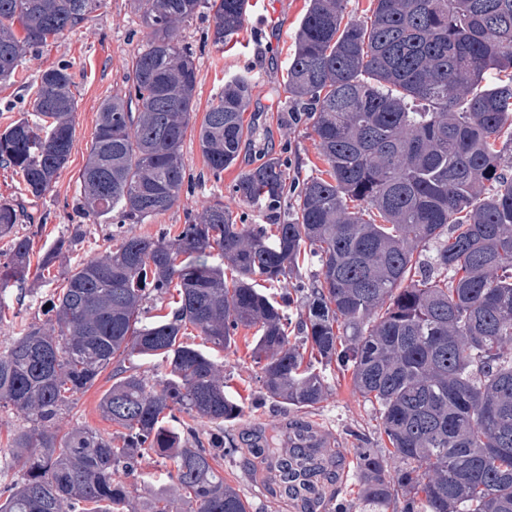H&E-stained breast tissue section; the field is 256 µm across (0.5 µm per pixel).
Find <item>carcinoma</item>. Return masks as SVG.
<instances>
[{
    "label": "carcinoma",
    "instance_id": "1",
    "mask_svg": "<svg viewBox=\"0 0 512 512\" xmlns=\"http://www.w3.org/2000/svg\"><path fill=\"white\" fill-rule=\"evenodd\" d=\"M348 0H310L288 62V97L307 109L322 175L293 187L282 224H239L216 198L171 237L123 236L67 271L43 310L0 350V407L30 418L10 440L25 470L0 487V512H249L190 421L240 417L214 354L256 328L252 361L265 397L309 409L326 371L351 373L377 404L390 447L357 449L360 512H512V0H374L368 21ZM150 29L125 91L101 105L79 174L83 215L142 224L176 205L187 179L181 145L195 111L197 68L178 29L212 16V46L243 28L248 0H132ZM101 0H0V82L29 48L83 23ZM22 35H17L16 28ZM72 75L44 70L22 117L0 131V162L45 195L74 148ZM254 85L224 84L198 143L219 180L235 164ZM277 159L243 173L241 199L277 206ZM23 206L0 200V292L25 279L31 239ZM83 234L49 246L50 267ZM318 273L300 283V259ZM304 293L298 336L290 295ZM175 288L165 315L142 320L152 295ZM203 343L184 341L187 326ZM166 365L155 383L131 366ZM100 408L122 445L90 429L60 433L75 396L109 366ZM173 463L178 495L156 489L138 510L131 485L145 454ZM335 464L328 448L296 446L268 477L315 512Z\"/></svg>",
    "mask_w": 512,
    "mask_h": 512
}]
</instances>
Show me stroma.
Masks as SVG:
<instances>
[{"label": "stroma", "mask_w": 512, "mask_h": 512, "mask_svg": "<svg viewBox=\"0 0 512 512\" xmlns=\"http://www.w3.org/2000/svg\"><path fill=\"white\" fill-rule=\"evenodd\" d=\"M246 21L236 45L216 50L206 41L209 18L197 16L180 28V38L194 51L198 72L196 110L182 144L181 153L189 185L183 187L176 205L142 224H95L81 215L83 198L78 176L87 159L101 103L124 90L131 58L149 38V30L134 13L129 0H104L102 7L57 44L30 49L21 59L14 79L0 83V130L28 115L30 100L40 76L48 67L68 65L73 75L77 100L75 142L68 164L52 189L33 198L24 191L19 175L0 163V198L23 200L28 215L38 223V232L19 224L20 234L31 237L33 252L68 236L73 225L84 228L81 239L64 253L50 272L31 268L24 289H8L0 307V349L31 323H42L46 300L59 286L64 273L85 259L116 245L120 235L156 236L177 234L187 214L201 211L214 198H222L234 215L246 224H280L291 210L283 206L270 211L235 196L233 187L242 173L263 161H283L290 176L307 177L324 169L313 132L296 113L284 89L285 70L294 49L298 23L310 0H249ZM249 74L255 89L244 114L248 134L236 163L225 169L222 179L208 172L199 149L198 131L205 113L225 80ZM253 330L239 328L235 342L224 353V382L227 391L244 406L242 415L224 425V445L229 452L221 465L225 480L235 487L250 506V512H304L300 504L273 494L264 472L253 469L254 452L266 443L284 446L292 423L302 421L321 431L331 447L340 452L334 498L326 499L320 512H337L340 505L357 504L359 481L356 451L382 448L387 438L379 413L357 392L349 376L332 372L324 400L311 409H295L264 397L251 358ZM109 373L78 395L74 408L64 415L61 431L74 428L101 433L113 432L105 420L100 401L111 387Z\"/></svg>", "instance_id": "obj_1"}]
</instances>
